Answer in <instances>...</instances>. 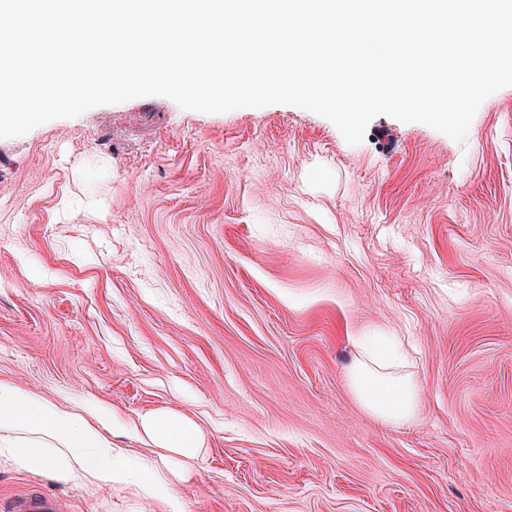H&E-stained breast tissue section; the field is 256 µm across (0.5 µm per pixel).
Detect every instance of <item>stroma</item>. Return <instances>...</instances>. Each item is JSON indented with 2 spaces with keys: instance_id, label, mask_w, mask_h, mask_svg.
<instances>
[{
  "instance_id": "stroma-1",
  "label": "stroma",
  "mask_w": 512,
  "mask_h": 512,
  "mask_svg": "<svg viewBox=\"0 0 512 512\" xmlns=\"http://www.w3.org/2000/svg\"><path fill=\"white\" fill-rule=\"evenodd\" d=\"M403 336L422 391L377 421L352 338ZM0 380L128 429L195 422L183 512H512V87L465 138L379 115L360 144L283 104L162 96L0 139ZM150 512L0 447V500Z\"/></svg>"
}]
</instances>
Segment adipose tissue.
<instances>
[{
	"instance_id": "1",
	"label": "adipose tissue",
	"mask_w": 512,
	"mask_h": 512,
	"mask_svg": "<svg viewBox=\"0 0 512 512\" xmlns=\"http://www.w3.org/2000/svg\"><path fill=\"white\" fill-rule=\"evenodd\" d=\"M361 342L364 352L346 368L353 395L381 422L411 421L420 408L421 394L410 376L399 373L405 362L396 337L365 336ZM111 419L112 410L106 405L69 412L22 387L0 382V433L9 434L8 446L24 467L52 468L61 480L85 472L114 490L127 488L136 474L153 486L154 499L168 512H181L172 489L145 464L115 450L98 429V422ZM139 431L162 449L163 464L175 459L185 469L194 461L201 431L191 420L172 412L153 413L142 418Z\"/></svg>"
}]
</instances>
